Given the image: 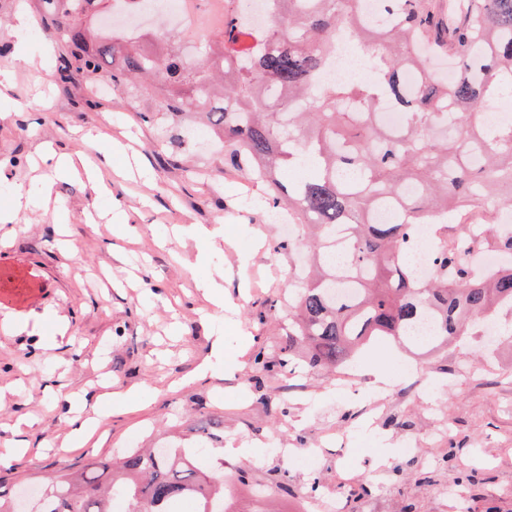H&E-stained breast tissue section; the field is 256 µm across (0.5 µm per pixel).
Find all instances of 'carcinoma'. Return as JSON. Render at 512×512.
Masks as SVG:
<instances>
[{"label":"carcinoma","instance_id":"carcinoma-1","mask_svg":"<svg viewBox=\"0 0 512 512\" xmlns=\"http://www.w3.org/2000/svg\"><path fill=\"white\" fill-rule=\"evenodd\" d=\"M110 2L42 0L77 71L90 80L108 72L131 101L161 93L145 119L164 130L204 113L207 123L180 125L179 137L202 129L224 138L272 207L315 229L310 264L291 279L288 344L275 361L258 351L261 369L291 372L303 347L307 367L340 371L379 339L430 353L512 309V263L477 277L463 259L472 244L512 251L511 234L489 240L484 215L488 203H512V121L480 112L512 98V0H448L446 21L432 0H379L395 17L384 27L365 21L357 0H276L275 20L256 35L240 16L247 0H209L221 9L202 67L180 50L192 27L178 39L117 34L101 20ZM341 30L373 37V77L317 92ZM408 72L422 78L407 93ZM385 99L404 113L396 133L376 119ZM380 205L397 208L398 221L373 223ZM450 224L460 225L451 239ZM428 225L436 235L423 281L407 246ZM187 498L197 512H234L224 463L198 448H132L113 465L59 468L30 512H115L118 501L124 512H177Z\"/></svg>","mask_w":512,"mask_h":512}]
</instances>
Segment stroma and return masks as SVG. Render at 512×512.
<instances>
[{
  "label": "stroma",
  "mask_w": 512,
  "mask_h": 512,
  "mask_svg": "<svg viewBox=\"0 0 512 512\" xmlns=\"http://www.w3.org/2000/svg\"><path fill=\"white\" fill-rule=\"evenodd\" d=\"M22 11L33 26L18 35L12 25ZM48 41L59 47L63 36L42 16L39 0H0V68L13 69L0 101V209L20 192L36 202L19 224L0 227V385H20L0 409V491L36 484L65 464L116 460L125 449L190 448L187 432L205 429L210 450L232 441L260 454L253 484L271 490L281 512H297L310 474L327 489L340 476L356 485L381 453L392 465L372 480L363 505L457 512L440 489L465 468L473 477L471 512H512V312H500L501 338L493 343L475 327L432 356L412 357L389 340L362 351L357 383L379 404L367 429L348 416L335 376L256 370L257 349L274 360L288 339L294 263L278 247L284 234L272 206L259 202L265 186L201 140L159 138L156 125L141 118L154 100L123 99L107 74L90 81L75 73L63 82L57 59L26 66ZM89 128L130 144L141 178L114 182L109 198L86 180H63L55 196L64 211L40 207L37 151L81 149L77 132ZM248 195L257 204L245 205ZM116 198L132 215V235H114L107 222ZM182 224L222 227L234 245L177 238ZM208 278L223 285L226 311L198 290L197 281ZM219 338L225 369L193 381ZM397 360L412 368L411 395L370 384L372 371L392 372ZM106 377L116 387L140 388L144 403H105ZM79 407L105 419L89 444L59 452ZM436 419L446 437L405 453L406 440ZM19 421L25 428L18 436L12 427ZM339 431L349 437L347 448L329 447ZM281 448L320 454L312 469L299 470L278 456Z\"/></svg>",
  "instance_id": "35a3bbf8"
}]
</instances>
